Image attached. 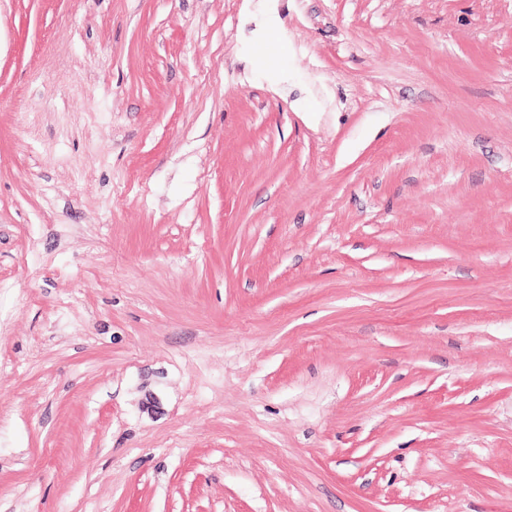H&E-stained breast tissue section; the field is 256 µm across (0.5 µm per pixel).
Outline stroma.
I'll return each instance as SVG.
<instances>
[{"label": "stroma", "instance_id": "1", "mask_svg": "<svg viewBox=\"0 0 512 512\" xmlns=\"http://www.w3.org/2000/svg\"><path fill=\"white\" fill-rule=\"evenodd\" d=\"M0 512H512V0H0Z\"/></svg>", "mask_w": 512, "mask_h": 512}]
</instances>
